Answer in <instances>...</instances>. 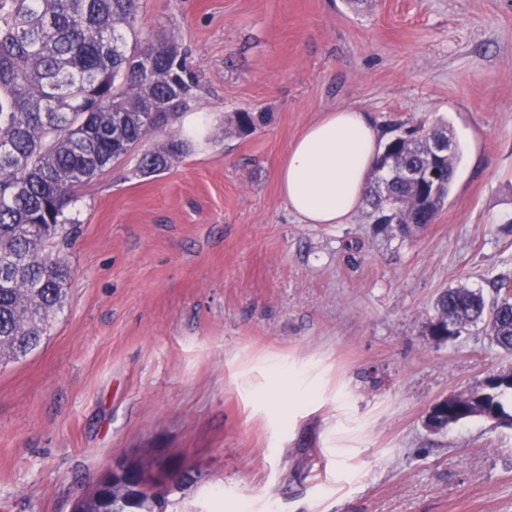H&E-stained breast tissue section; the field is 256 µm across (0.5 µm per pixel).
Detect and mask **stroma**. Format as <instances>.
I'll use <instances>...</instances> for the list:
<instances>
[{
  "label": "stroma",
  "mask_w": 512,
  "mask_h": 512,
  "mask_svg": "<svg viewBox=\"0 0 512 512\" xmlns=\"http://www.w3.org/2000/svg\"><path fill=\"white\" fill-rule=\"evenodd\" d=\"M139 24L191 49L211 124L79 189L65 307L0 366V512H71L118 457L172 465L168 512H512V427L426 423L512 371L485 328L428 332L444 290L512 278V0H142ZM347 106L447 124L432 224L289 212L288 148ZM242 110L269 120L239 134ZM192 146L178 132H170L168 140L161 149L146 152L140 160V171L143 175H158L168 169L175 158L186 156Z\"/></svg>",
  "instance_id": "1"
}]
</instances>
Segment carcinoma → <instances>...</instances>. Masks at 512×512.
Listing matches in <instances>:
<instances>
[{
    "label": "carcinoma",
    "mask_w": 512,
    "mask_h": 512,
    "mask_svg": "<svg viewBox=\"0 0 512 512\" xmlns=\"http://www.w3.org/2000/svg\"><path fill=\"white\" fill-rule=\"evenodd\" d=\"M141 0H0V365L36 349L48 335L67 294L71 268L59 256L67 243L69 207L83 185L122 160L148 135L165 131L189 106L200 85L189 50L138 27ZM265 112L235 115L247 134ZM445 124L394 134L384 144V179L370 182L375 223L402 236L430 224L450 192L458 156L437 155L433 138ZM192 146L172 132L162 148L140 160L158 175ZM415 171L418 179L402 172ZM480 323L512 351V285L492 302L469 288H450L435 303L430 332L448 335ZM498 376L488 390L456 397L470 416H505ZM121 481L85 497L76 512H134Z\"/></svg>",
    "instance_id": "1"
}]
</instances>
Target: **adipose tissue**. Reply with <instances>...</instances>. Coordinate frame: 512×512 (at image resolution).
<instances>
[{
  "label": "adipose tissue",
  "instance_id": "ef3b65f1",
  "mask_svg": "<svg viewBox=\"0 0 512 512\" xmlns=\"http://www.w3.org/2000/svg\"><path fill=\"white\" fill-rule=\"evenodd\" d=\"M380 132L362 110L326 112L290 146L278 172L282 198L303 224H342L362 205Z\"/></svg>",
  "mask_w": 512,
  "mask_h": 512
}]
</instances>
